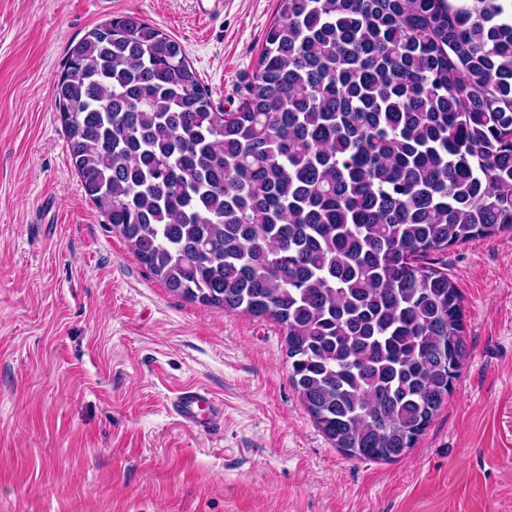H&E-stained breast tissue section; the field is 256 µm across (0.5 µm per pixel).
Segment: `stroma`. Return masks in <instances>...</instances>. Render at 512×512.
<instances>
[{
    "mask_svg": "<svg viewBox=\"0 0 512 512\" xmlns=\"http://www.w3.org/2000/svg\"><path fill=\"white\" fill-rule=\"evenodd\" d=\"M277 0H0V512H512V233L437 252L468 356L409 454L345 456L288 380L274 322L186 300L86 196L54 84L71 45L132 14L236 108ZM224 402L216 434L170 412ZM171 412L179 422L198 432L224 425V402L200 385L183 387L171 401Z\"/></svg>",
    "mask_w": 512,
    "mask_h": 512,
    "instance_id": "35a3bbf8",
    "label": "stroma"
}]
</instances>
